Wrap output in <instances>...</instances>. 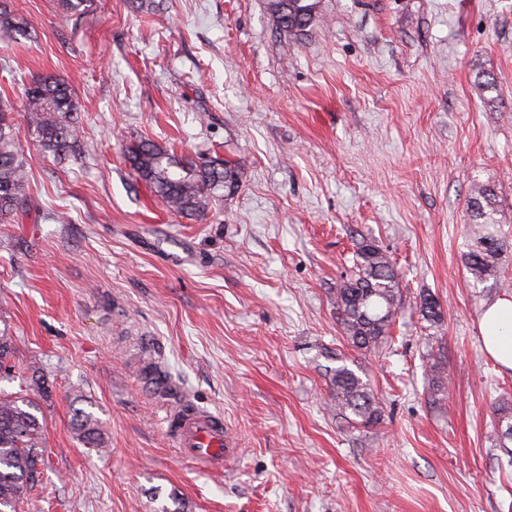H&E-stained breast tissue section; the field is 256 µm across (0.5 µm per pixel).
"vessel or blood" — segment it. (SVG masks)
<instances>
[{"label":"vessel or blood","instance_id":"b4317fda","mask_svg":"<svg viewBox=\"0 0 512 512\" xmlns=\"http://www.w3.org/2000/svg\"><path fill=\"white\" fill-rule=\"evenodd\" d=\"M144 380L157 396L172 397L173 404L164 421L182 456L202 471L222 469L225 459L235 454L233 441L224 431L223 417L203 408L189 407L185 397L175 393L173 384L161 371H148Z\"/></svg>","mask_w":512,"mask_h":512}]
</instances>
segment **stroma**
<instances>
[{
	"label": "stroma",
	"mask_w": 512,
	"mask_h": 512,
	"mask_svg": "<svg viewBox=\"0 0 512 512\" xmlns=\"http://www.w3.org/2000/svg\"><path fill=\"white\" fill-rule=\"evenodd\" d=\"M270 0H0L30 36L0 43V98L54 75L78 105V154L28 135V207L0 224V333L45 420L47 468L24 512H512V466L490 439L512 373L485 353L463 267L473 180L512 232V0H321L300 38ZM491 72L505 94L475 86ZM244 159L203 212L170 211L124 152ZM401 274L389 346L354 350L333 294L352 238ZM444 308L425 347L420 293ZM383 407L358 432L329 412L337 359ZM449 377L432 397L431 363ZM160 366L220 412L238 453L203 473L143 384ZM106 442L88 448L75 410Z\"/></svg>",
	"instance_id": "35a3bbf8"
}]
</instances>
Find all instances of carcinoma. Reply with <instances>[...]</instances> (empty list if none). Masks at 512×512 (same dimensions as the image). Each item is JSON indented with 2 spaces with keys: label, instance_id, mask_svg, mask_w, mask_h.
<instances>
[{
  "label": "carcinoma",
  "instance_id": "1",
  "mask_svg": "<svg viewBox=\"0 0 512 512\" xmlns=\"http://www.w3.org/2000/svg\"><path fill=\"white\" fill-rule=\"evenodd\" d=\"M320 0H271L279 28L295 37L318 17ZM29 35L26 28L0 12V40L17 41ZM27 134L45 152L60 156L72 152L79 142L77 105L69 86L60 78L44 75L25 92ZM20 127L13 106L0 99V223L18 220L27 205L28 171L19 149ZM131 166L139 179L170 209L190 216L203 210L208 199L222 189L239 187L240 160H211L200 168L166 153L158 146L140 142L128 147ZM497 188L490 182H472L466 200L468 225L464 267L473 287L497 293L512 287L502 273L504 253L512 249V236L495 219ZM354 271L334 295L336 320L343 338L352 347L377 352L391 341L402 303L401 277L395 262L364 235L356 242ZM419 313L427 328L444 323V309L429 293L420 294ZM12 338L0 334V370L12 369ZM330 406L336 414L359 428L380 423L383 413L370 383L342 364L332 370ZM37 405L23 396L0 394V512H18L24 496L43 478L45 449L43 423L34 411ZM496 417L492 441L512 462V401L494 406ZM76 431L84 444L103 447L104 440L87 415L76 417Z\"/></svg>",
  "mask_w": 512,
  "mask_h": 512
}]
</instances>
